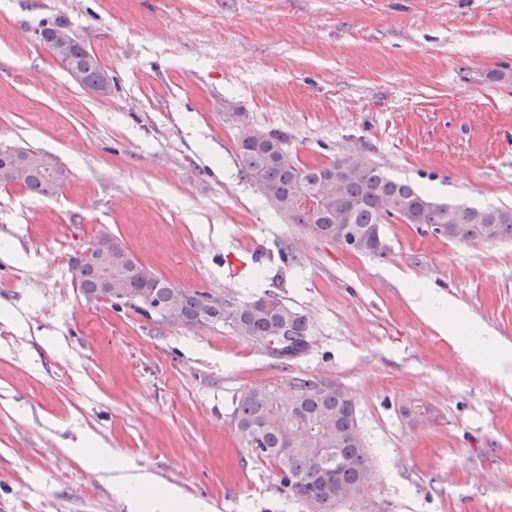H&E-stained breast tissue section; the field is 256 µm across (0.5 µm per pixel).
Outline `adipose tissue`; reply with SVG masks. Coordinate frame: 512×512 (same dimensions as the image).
I'll use <instances>...</instances> for the list:
<instances>
[{"mask_svg":"<svg viewBox=\"0 0 512 512\" xmlns=\"http://www.w3.org/2000/svg\"><path fill=\"white\" fill-rule=\"evenodd\" d=\"M455 342L463 357L493 374L505 389L512 390L511 348L502 346L478 327L468 335L456 337ZM95 457L99 470L111 475L115 490L128 500L133 512H209L207 503L188 498L178 489L157 488L148 474L125 472L110 449H97Z\"/></svg>","mask_w":512,"mask_h":512,"instance_id":"adipose-tissue-1","label":"adipose tissue"}]
</instances>
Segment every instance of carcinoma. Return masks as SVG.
<instances>
[{"instance_id":"obj_1","label":"carcinoma","mask_w":512,"mask_h":512,"mask_svg":"<svg viewBox=\"0 0 512 512\" xmlns=\"http://www.w3.org/2000/svg\"><path fill=\"white\" fill-rule=\"evenodd\" d=\"M69 52L86 82L103 80L105 70L84 43L72 40ZM237 161L242 176L253 182L281 214L319 237L353 246L358 254L385 256L388 246L382 225L393 220L423 224L450 240L512 239L511 208H481L467 200L432 201L412 184L389 177L359 154H348L326 165L307 164L288 149V134L283 130L240 137ZM58 171L52 175L34 166L24 187L36 195L55 194L64 183L65 170L60 167ZM130 257L125 246L112 238V276L124 282V291L112 298V306L128 307L153 318L158 316L160 305L175 298L184 318L199 327L228 325L256 343L288 339V347L269 349L277 358L293 359L308 350L307 320L276 293L265 290L244 303L220 300L210 306L211 294L180 288L144 265L141 272H131ZM100 277L98 267L86 266L77 280L80 293L92 299ZM318 420L323 428L322 444L335 449L333 457L318 461L314 450L304 443L288 457L280 455V449L288 447L290 428ZM233 425L239 440L256 459L276 470L289 497L314 505L311 512H331L338 503L336 490L353 486L368 472L355 404L339 383L294 376L286 394L275 387H253L239 397Z\"/></svg>"}]
</instances>
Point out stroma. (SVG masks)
Masks as SVG:
<instances>
[{
  "mask_svg": "<svg viewBox=\"0 0 512 512\" xmlns=\"http://www.w3.org/2000/svg\"><path fill=\"white\" fill-rule=\"evenodd\" d=\"M57 19L110 95L35 38ZM244 123L308 163L359 153L436 201L512 206V0H0V145L68 173L52 197L0 185V512H128L75 453L88 435L216 512H308L232 426L243 392L295 376L348 391L375 475L332 512H512V391L405 296L512 344V239L395 222L382 257L321 240L242 177ZM101 232L186 290L275 292L308 351L86 300L70 260ZM407 298L411 305L429 315L441 330L448 329V309L455 306L447 300L433 296L425 288H410Z\"/></svg>",
  "mask_w": 512,
  "mask_h": 512,
  "instance_id": "35a3bbf8",
  "label": "stroma"
}]
</instances>
